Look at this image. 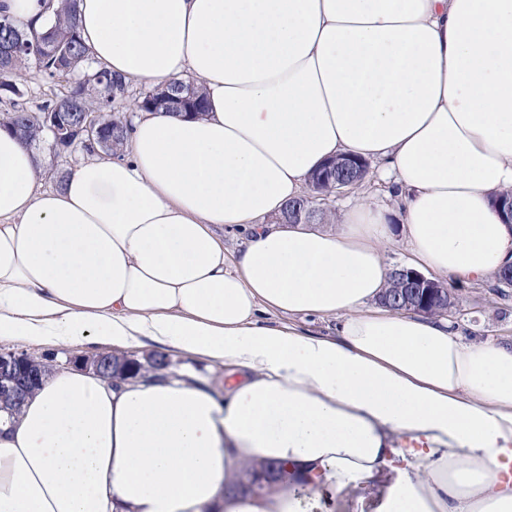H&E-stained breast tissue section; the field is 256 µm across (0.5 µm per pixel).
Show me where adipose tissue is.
I'll return each mask as SVG.
<instances>
[{
    "instance_id": "ef3b65f1",
    "label": "adipose tissue",
    "mask_w": 512,
    "mask_h": 512,
    "mask_svg": "<svg viewBox=\"0 0 512 512\" xmlns=\"http://www.w3.org/2000/svg\"><path fill=\"white\" fill-rule=\"evenodd\" d=\"M59 2L0 14L42 30ZM77 21L98 65L193 76L208 110L138 112L119 157L47 191L0 129V341L229 373L220 395L45 376L0 413V512H334L387 473L378 512H512V338L379 305L398 236L452 284L512 265V0H78ZM336 157L378 163L400 228L369 198L334 227L270 223ZM266 463L281 476L240 489ZM167 358L170 366L165 359L156 356V354L148 356L144 358V368L155 369L160 367L166 370L169 366L168 371L179 377L183 373L190 372L203 381L210 383L216 392L221 393L224 391V364L207 360L188 359L177 354H169Z\"/></svg>"
}]
</instances>
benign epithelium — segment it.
I'll return each instance as SVG.
<instances>
[{"label": "benign epithelium", "instance_id": "1", "mask_svg": "<svg viewBox=\"0 0 512 512\" xmlns=\"http://www.w3.org/2000/svg\"><path fill=\"white\" fill-rule=\"evenodd\" d=\"M83 146L91 153L100 149L95 142L105 139L103 126L91 118L82 127ZM366 165L352 159L333 160L328 166L317 172L313 178V190L318 193L323 185L333 193H340L363 180ZM317 216L314 206L286 207L282 211L280 222L283 224H312ZM389 284L382 296L381 303L396 312H412L430 315L436 311L449 313L455 307V294L447 284L432 279L405 266H396L389 273ZM28 356L16 353L0 354V395L15 402L25 400L28 394L30 376L26 374ZM75 367L89 370L99 376L104 369L118 370L107 364V356L99 353L93 356H75L71 359Z\"/></svg>", "mask_w": 512, "mask_h": 512}]
</instances>
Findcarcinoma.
<instances>
[{
	"label": "carcinoma",
	"instance_id": "cac0c4a2",
	"mask_svg": "<svg viewBox=\"0 0 512 512\" xmlns=\"http://www.w3.org/2000/svg\"><path fill=\"white\" fill-rule=\"evenodd\" d=\"M77 0H61L56 21L47 30H21L3 17L8 26H0V43L11 40L18 45L16 52L0 61V97L15 100L14 109L0 115V127L13 129L21 125V135L28 144L52 135L40 118L48 112H75L79 115L93 113L108 132L107 154L120 149L127 137L128 123L125 118L112 114V102L124 95L127 82L112 75L99 66H92L76 23ZM35 64L48 78L63 84L64 91L44 100L38 111L32 112L19 100L26 96L23 86L13 75ZM180 98L179 111L198 112L206 110L203 92L193 83L175 81L142 94L137 106L144 110L161 109Z\"/></svg>",
	"mask_w": 512,
	"mask_h": 512
}]
</instances>
